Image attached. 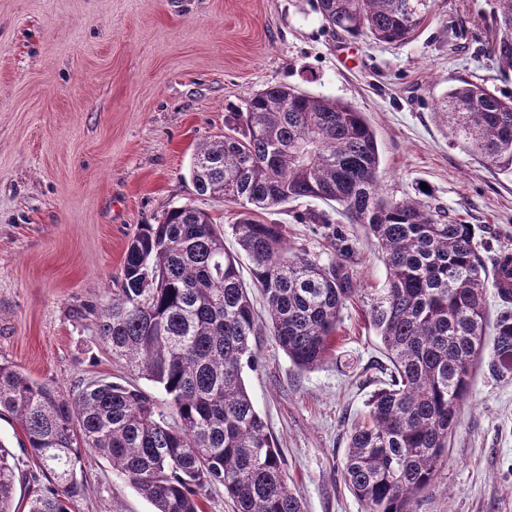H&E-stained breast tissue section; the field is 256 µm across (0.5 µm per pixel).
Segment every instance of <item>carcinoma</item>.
I'll list each match as a JSON object with an SVG mask.
<instances>
[{
	"instance_id": "1",
	"label": "carcinoma",
	"mask_w": 512,
	"mask_h": 512,
	"mask_svg": "<svg viewBox=\"0 0 512 512\" xmlns=\"http://www.w3.org/2000/svg\"><path fill=\"white\" fill-rule=\"evenodd\" d=\"M325 26L381 43L411 39L428 0H313ZM500 72H512V0L479 14ZM450 142L512 175V98L460 80L435 101ZM239 135L222 134L193 154L200 196L242 207L232 225L265 297L274 340L300 371L335 354L344 310L360 307L392 365L386 387L349 432L342 478L363 512H415L432 486L461 421L472 380L512 375V252L481 255L475 231L424 199L381 193L375 133L353 106L277 85L235 113ZM334 250L321 262L288 244L285 224L255 215L300 200ZM358 224L378 244L380 288L357 286ZM499 299L488 323L487 288ZM99 337L131 370L165 394L95 379L64 397L0 363V414L14 417L47 484L32 487L27 512H77L88 459H104L154 512H202L203 492L222 487L235 512H304L288 485L280 448L266 431L243 374L256 366L258 320L224 230L185 204L146 224L125 252ZM18 465L0 443V512L13 508Z\"/></svg>"
}]
</instances>
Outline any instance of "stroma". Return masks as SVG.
<instances>
[{
    "mask_svg": "<svg viewBox=\"0 0 512 512\" xmlns=\"http://www.w3.org/2000/svg\"><path fill=\"white\" fill-rule=\"evenodd\" d=\"M486 0H430L402 44L332 35L310 0H0V362L71 395L91 378H132L101 342L129 241L192 204L224 224L244 282L251 262L231 230L238 204L197 195V147L224 133L246 98L288 84L363 112L383 188L428 195L491 248L512 249V176L453 146L434 102L457 80L512 96L477 15ZM263 212L292 247L330 246L297 213ZM361 287H381L373 239L346 227ZM337 361L297 370L270 332L246 372L256 409L305 512H363L341 470L347 431L384 379L383 345L358 308L344 312ZM79 512H153L103 460L86 464ZM415 512H512V376L476 374L435 482Z\"/></svg>",
    "mask_w": 512,
    "mask_h": 512,
    "instance_id": "35a3bbf8",
    "label": "stroma"
}]
</instances>
